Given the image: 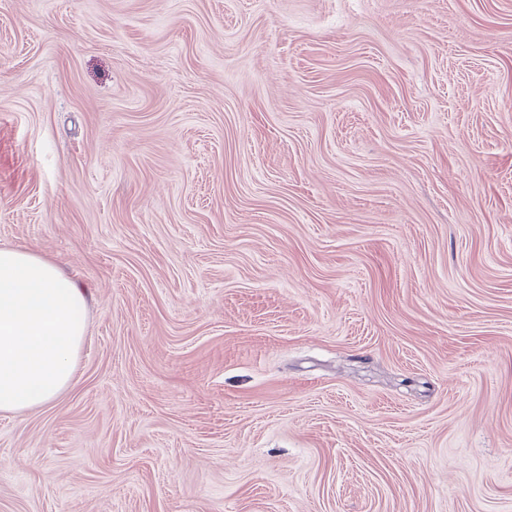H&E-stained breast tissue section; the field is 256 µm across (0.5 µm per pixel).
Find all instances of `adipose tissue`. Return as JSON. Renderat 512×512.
I'll list each match as a JSON object with an SVG mask.
<instances>
[{
  "mask_svg": "<svg viewBox=\"0 0 512 512\" xmlns=\"http://www.w3.org/2000/svg\"><path fill=\"white\" fill-rule=\"evenodd\" d=\"M86 292L52 262L0 247V412L49 405L71 384Z\"/></svg>",
  "mask_w": 512,
  "mask_h": 512,
  "instance_id": "obj_1",
  "label": "adipose tissue"
}]
</instances>
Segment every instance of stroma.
I'll return each mask as SVG.
<instances>
[{"label": "stroma", "mask_w": 512, "mask_h": 512, "mask_svg": "<svg viewBox=\"0 0 512 512\" xmlns=\"http://www.w3.org/2000/svg\"><path fill=\"white\" fill-rule=\"evenodd\" d=\"M0 245V512H512V0H0ZM86 292L52 262L0 247V412L49 405L71 384Z\"/></svg>", "instance_id": "35a3bbf8"}]
</instances>
